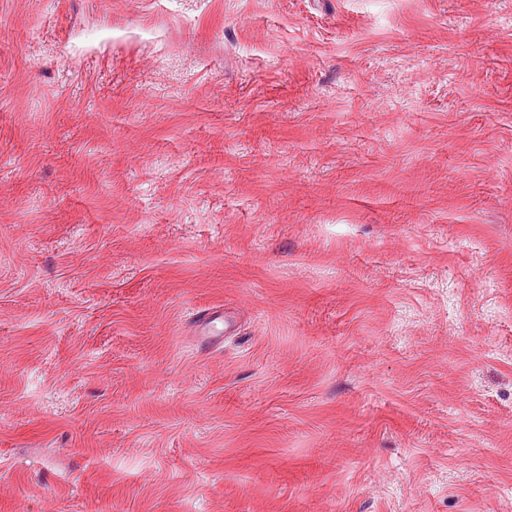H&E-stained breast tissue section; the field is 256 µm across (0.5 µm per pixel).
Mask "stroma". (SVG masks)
<instances>
[{"label": "stroma", "mask_w": 512, "mask_h": 512, "mask_svg": "<svg viewBox=\"0 0 512 512\" xmlns=\"http://www.w3.org/2000/svg\"><path fill=\"white\" fill-rule=\"evenodd\" d=\"M0 512H512V0H0Z\"/></svg>", "instance_id": "35a3bbf8"}]
</instances>
